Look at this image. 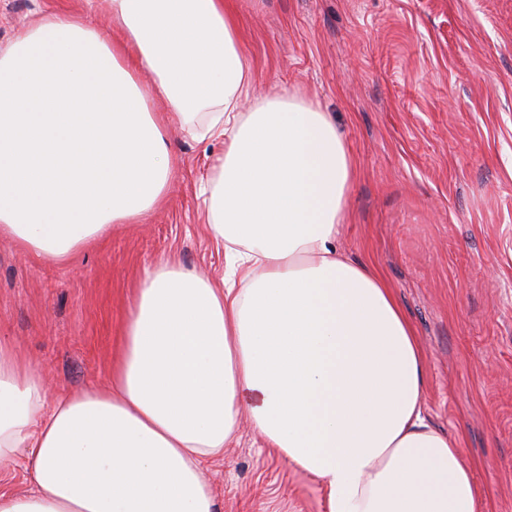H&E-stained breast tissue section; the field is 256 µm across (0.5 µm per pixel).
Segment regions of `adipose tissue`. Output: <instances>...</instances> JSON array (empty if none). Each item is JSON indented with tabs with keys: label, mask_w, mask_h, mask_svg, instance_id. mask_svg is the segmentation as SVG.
<instances>
[{
	"label": "adipose tissue",
	"mask_w": 512,
	"mask_h": 512,
	"mask_svg": "<svg viewBox=\"0 0 512 512\" xmlns=\"http://www.w3.org/2000/svg\"><path fill=\"white\" fill-rule=\"evenodd\" d=\"M112 20L116 42L51 12L0 53V239L63 264L145 222L174 120L224 144L199 185L224 276L147 268L97 390L50 398L0 341V461L32 475L0 512H219L202 472L244 415L328 512H482L424 415L425 355L393 288L337 253L354 163L327 113L285 89L243 111L252 71L225 0H112Z\"/></svg>",
	"instance_id": "ef3b65f1"
}]
</instances>
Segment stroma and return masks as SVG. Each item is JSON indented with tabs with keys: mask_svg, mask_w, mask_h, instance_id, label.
<instances>
[{
	"mask_svg": "<svg viewBox=\"0 0 512 512\" xmlns=\"http://www.w3.org/2000/svg\"><path fill=\"white\" fill-rule=\"evenodd\" d=\"M254 96L328 112L355 161L337 248L393 288L426 354L429 423L485 512H512V0H233ZM103 36L109 0H0V51L44 12ZM167 201L66 264L0 240V336L53 393L106 386L144 269L224 273L198 183L224 150L178 127ZM205 478L220 512H326L321 485L242 423Z\"/></svg>",
	"mask_w": 512,
	"mask_h": 512,
	"instance_id": "obj_1",
	"label": "stroma"
}]
</instances>
